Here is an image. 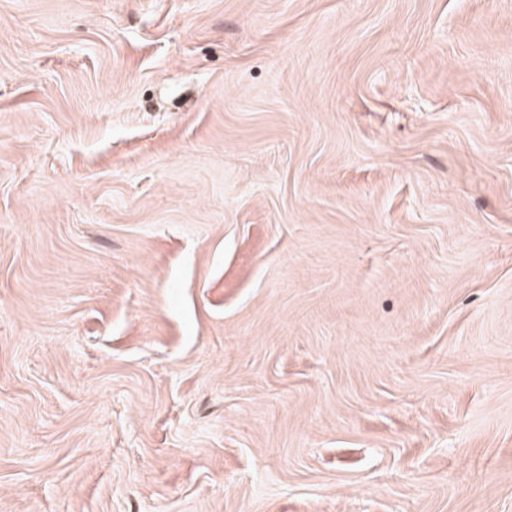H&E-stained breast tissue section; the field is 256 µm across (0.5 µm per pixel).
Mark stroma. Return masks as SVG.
Here are the masks:
<instances>
[{"label":"stroma","instance_id":"stroma-1","mask_svg":"<svg viewBox=\"0 0 512 512\" xmlns=\"http://www.w3.org/2000/svg\"><path fill=\"white\" fill-rule=\"evenodd\" d=\"M0 512H512V0H0Z\"/></svg>","mask_w":512,"mask_h":512}]
</instances>
